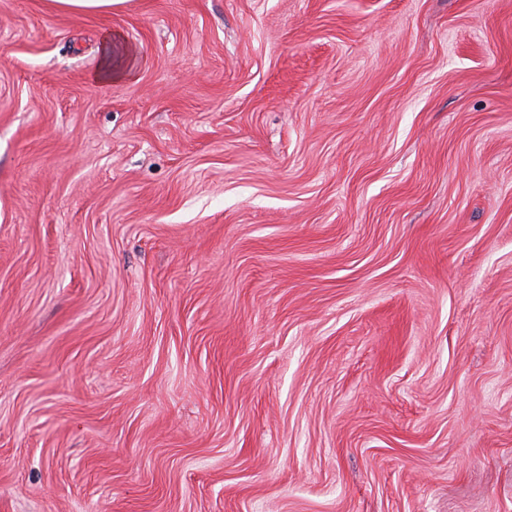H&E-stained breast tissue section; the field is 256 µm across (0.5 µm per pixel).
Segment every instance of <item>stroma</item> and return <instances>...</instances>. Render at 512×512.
Returning a JSON list of instances; mask_svg holds the SVG:
<instances>
[{
  "instance_id": "obj_1",
  "label": "stroma",
  "mask_w": 512,
  "mask_h": 512,
  "mask_svg": "<svg viewBox=\"0 0 512 512\" xmlns=\"http://www.w3.org/2000/svg\"><path fill=\"white\" fill-rule=\"evenodd\" d=\"M0 512H512V0H0ZM58 9L72 13H87L95 15L111 14L112 10L120 8L128 0H52Z\"/></svg>"
}]
</instances>
